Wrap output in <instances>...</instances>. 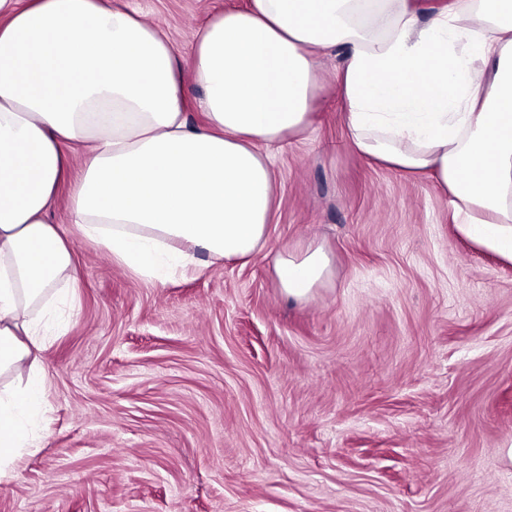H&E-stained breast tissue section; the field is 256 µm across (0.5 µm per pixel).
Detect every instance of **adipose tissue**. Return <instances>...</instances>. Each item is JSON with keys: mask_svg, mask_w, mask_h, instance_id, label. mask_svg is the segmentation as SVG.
Wrapping results in <instances>:
<instances>
[{"mask_svg": "<svg viewBox=\"0 0 512 512\" xmlns=\"http://www.w3.org/2000/svg\"><path fill=\"white\" fill-rule=\"evenodd\" d=\"M345 51L338 89L353 149L453 198L458 230L512 263V0H455L421 23L407 0H250L193 33L205 95L190 123L167 35L100 0H0V373L25 370L76 285L53 221L74 147L68 223L138 277L246 261L266 245L268 149L307 132L318 60ZM275 274L305 301L332 275L319 246L283 250ZM45 385L0 395V464L36 443Z\"/></svg>", "mask_w": 512, "mask_h": 512, "instance_id": "adipose-tissue-1", "label": "adipose tissue"}]
</instances>
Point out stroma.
<instances>
[{
	"label": "stroma",
	"mask_w": 512,
	"mask_h": 512,
	"mask_svg": "<svg viewBox=\"0 0 512 512\" xmlns=\"http://www.w3.org/2000/svg\"><path fill=\"white\" fill-rule=\"evenodd\" d=\"M181 56L248 0H104ZM309 131L273 153L265 248L163 280L133 276L54 218L78 306L37 354V447L0 473V512H512V264L457 230L449 193L350 146L340 51ZM321 245L305 302L274 272ZM278 284L288 299L305 301L332 275V261L321 246L284 249L275 260Z\"/></svg>",
	"instance_id": "obj_1"
}]
</instances>
